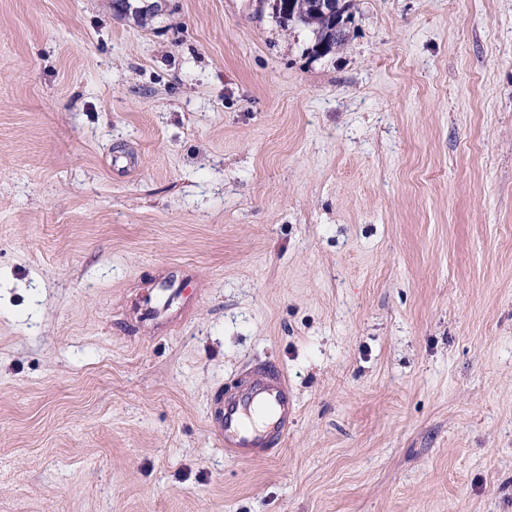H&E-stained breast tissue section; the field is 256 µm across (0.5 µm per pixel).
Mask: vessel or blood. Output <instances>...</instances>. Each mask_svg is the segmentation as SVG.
Wrapping results in <instances>:
<instances>
[{
  "label": "vessel or blood",
  "mask_w": 512,
  "mask_h": 512,
  "mask_svg": "<svg viewBox=\"0 0 512 512\" xmlns=\"http://www.w3.org/2000/svg\"><path fill=\"white\" fill-rule=\"evenodd\" d=\"M297 417V404L283 371L274 363L248 368L232 392L215 399L214 434L226 454L260 460L281 448Z\"/></svg>",
  "instance_id": "obj_1"
}]
</instances>
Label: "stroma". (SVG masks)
I'll use <instances>...</instances> for the list:
<instances>
[{
  "label": "stroma",
  "instance_id": "obj_1",
  "mask_svg": "<svg viewBox=\"0 0 512 512\" xmlns=\"http://www.w3.org/2000/svg\"><path fill=\"white\" fill-rule=\"evenodd\" d=\"M351 5L0 0V512H512V0ZM308 5L304 7V11L288 12V26L300 28L307 31L311 36L309 49L316 57H327L332 54L336 48L343 45L348 37L349 31L346 29V36L341 42H336V36L339 34L340 24L336 25V36L328 37L327 33L331 29V20L328 17L317 14L313 10L317 0H305ZM214 434L237 460L265 459L281 448L297 417L288 379L274 363L248 368L232 392L215 399Z\"/></svg>",
  "mask_w": 512,
  "mask_h": 512
}]
</instances>
